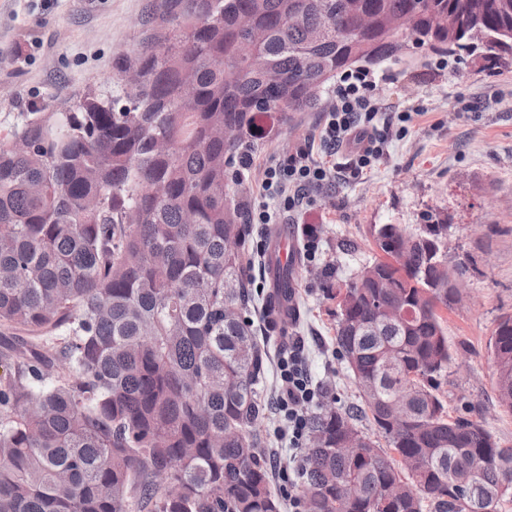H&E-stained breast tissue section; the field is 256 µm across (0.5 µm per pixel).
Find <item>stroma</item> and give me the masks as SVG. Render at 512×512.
Masks as SVG:
<instances>
[{
  "instance_id": "obj_1",
  "label": "stroma",
  "mask_w": 512,
  "mask_h": 512,
  "mask_svg": "<svg viewBox=\"0 0 512 512\" xmlns=\"http://www.w3.org/2000/svg\"><path fill=\"white\" fill-rule=\"evenodd\" d=\"M151 0H0V128L21 113L61 108L85 86L108 98L124 95L117 75L122 55L142 34ZM414 65L388 62L370 68L382 101L377 124L410 113L406 133H390L384 155L362 172L350 158H335L332 183L310 194L303 209L275 210L301 257L294 298L300 319L287 331L291 349L314 387L331 383L338 398L355 387L334 354L336 304L322 293L325 278L349 277L375 253L365 238L371 224L448 226V261L468 269L470 296L445 312L455 355L442 393L449 409L474 406L484 425L512 445V414L494 392L490 339L502 315H512V66L454 62L411 48ZM321 111L305 113L289 130L277 113L263 114L262 133L249 150L256 168L297 148L320 153ZM254 172L232 165L239 179L233 202L247 208L257 191ZM315 231L305 252V228ZM273 491L295 494L300 447L283 412L261 429Z\"/></svg>"
}]
</instances>
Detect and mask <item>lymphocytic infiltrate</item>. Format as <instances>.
<instances>
[{"label":"lymphocytic infiltrate","instance_id":"f902f5d3","mask_svg":"<svg viewBox=\"0 0 512 512\" xmlns=\"http://www.w3.org/2000/svg\"><path fill=\"white\" fill-rule=\"evenodd\" d=\"M335 105L320 122L319 141L324 159L312 151L299 149L283 159H270L263 167L258 203L252 204V223H270L269 198H276L280 208L290 212L302 205L309 189L333 180L336 169L329 157L343 148L354 154L353 167L362 171L380 159L388 140L387 131L378 129L375 118L380 109L375 84L365 75H347L334 89ZM282 381L280 405L288 414L293 440H301L306 428L304 407L314 398V391L304 376L296 355L278 364Z\"/></svg>","mask_w":512,"mask_h":512}]
</instances>
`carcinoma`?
Instances as JSON below:
<instances>
[{
  "label": "carcinoma",
  "instance_id": "cac0c4a2",
  "mask_svg": "<svg viewBox=\"0 0 512 512\" xmlns=\"http://www.w3.org/2000/svg\"><path fill=\"white\" fill-rule=\"evenodd\" d=\"M239 14L255 20L250 59ZM145 26L118 66L142 76L126 105L85 90L0 137V326L49 351L0 352L13 367L0 379V512H281L260 385L266 345L288 343L259 340L247 316L251 227L229 168L260 113L295 126L340 72L399 61L408 38L503 63L512 0H152ZM225 127L233 138L217 135ZM446 228L407 231L446 240ZM385 229L366 228L384 259L324 291L351 321L337 315L336 357L357 397L326 387L308 415L297 506L479 512L476 482L491 512H512V446L479 418L449 415L441 392L448 254L402 249ZM272 270L270 310L298 286L294 264ZM490 346L497 402L512 413V315ZM344 428L368 446L336 453Z\"/></svg>",
  "mask_w": 512,
  "mask_h": 512
}]
</instances>
